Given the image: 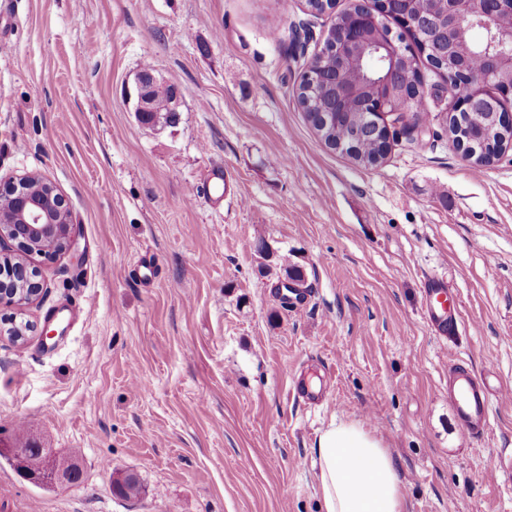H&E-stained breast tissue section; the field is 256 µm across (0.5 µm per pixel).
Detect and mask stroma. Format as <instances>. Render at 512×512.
I'll list each match as a JSON object with an SVG mask.
<instances>
[{"mask_svg":"<svg viewBox=\"0 0 512 512\" xmlns=\"http://www.w3.org/2000/svg\"><path fill=\"white\" fill-rule=\"evenodd\" d=\"M330 23L306 0H0V180L39 174L79 230L29 256L45 295L0 304V448L83 471L37 486L0 459V512H321L313 450L337 417L389 448L407 512H512V399L478 439L448 402L452 359L512 389V150L464 158L425 62L427 115L383 164L325 147L296 92ZM146 66L180 87L175 123L137 121ZM215 165L222 200L187 202ZM288 266L303 306L281 303ZM433 275L461 302L451 339L423 317ZM300 378L325 398L298 400Z\"/></svg>","mask_w":512,"mask_h":512,"instance_id":"obj_1","label":"stroma"}]
</instances>
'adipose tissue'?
<instances>
[{"label":"adipose tissue","mask_w":512,"mask_h":512,"mask_svg":"<svg viewBox=\"0 0 512 512\" xmlns=\"http://www.w3.org/2000/svg\"><path fill=\"white\" fill-rule=\"evenodd\" d=\"M313 467L325 512H406L392 454L360 421L332 420L317 439Z\"/></svg>","instance_id":"obj_1"}]
</instances>
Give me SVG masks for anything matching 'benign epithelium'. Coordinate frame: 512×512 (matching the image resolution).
<instances>
[{
  "label": "benign epithelium",
  "instance_id": "7a95c632",
  "mask_svg": "<svg viewBox=\"0 0 512 512\" xmlns=\"http://www.w3.org/2000/svg\"><path fill=\"white\" fill-rule=\"evenodd\" d=\"M440 9L434 15L418 10V0H366L364 10L347 9L353 25L336 41V53L343 68L363 65L366 56L378 57L382 67L395 69L397 62L405 61L414 53V46L396 43L392 34L376 32V38L362 49L355 48L360 33L382 15L392 14L402 23L427 32L434 48L444 53L448 69L442 77L448 90L455 93L456 106L450 117L455 119L459 132L452 136L466 159L474 162L485 156V145L464 135L466 120L476 112L485 113L489 127L509 139L503 151L512 149V113L504 103L512 100V25L503 21L512 18V0H439ZM473 27L485 31V43L477 52L465 43V35ZM479 53L482 71L461 81L473 53ZM159 78L142 71L135 78V115L142 121L154 111L153 89ZM380 95L374 100L362 101L368 112L382 150L387 151L396 128H411L408 111L391 107L394 95L391 82L377 81ZM16 199L17 219L0 225V259H8L9 275L0 278V301L6 300L24 306L43 292L40 271L28 266L21 254H62L76 244L77 231L72 211L66 198L50 183L37 175L22 177L0 185V201Z\"/></svg>",
  "mask_w": 512,
  "mask_h": 512
}]
</instances>
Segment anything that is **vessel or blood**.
Listing matches in <instances>:
<instances>
[{
	"instance_id": "vessel-or-blood-1",
	"label": "vessel or blood",
	"mask_w": 512,
	"mask_h": 512,
	"mask_svg": "<svg viewBox=\"0 0 512 512\" xmlns=\"http://www.w3.org/2000/svg\"><path fill=\"white\" fill-rule=\"evenodd\" d=\"M230 173L221 167L210 170L203 185L195 186L193 197L203 191H218L229 185ZM424 318L431 329L440 336L457 334L461 324L457 297L447 280L438 276L428 277L424 288ZM448 399L461 428L473 438L483 437L490 426L492 392L485 377L463 367L459 362L448 364Z\"/></svg>"
}]
</instances>
